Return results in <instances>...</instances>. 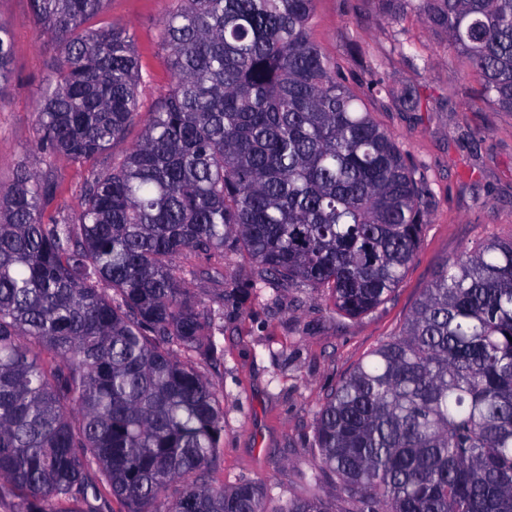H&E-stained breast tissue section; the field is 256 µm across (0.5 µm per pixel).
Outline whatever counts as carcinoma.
<instances>
[{"label":"carcinoma","mask_w":512,"mask_h":512,"mask_svg":"<svg viewBox=\"0 0 512 512\" xmlns=\"http://www.w3.org/2000/svg\"><path fill=\"white\" fill-rule=\"evenodd\" d=\"M58 58L36 102L35 155L93 170L76 217H47L23 166L0 187V497L15 512H268L264 486L205 479L224 409L191 354L223 355L177 259H249L257 282L328 292L365 314L400 283L428 212L425 175L309 35L316 0H174L173 77L142 112L135 36L94 24L106 0H29ZM416 15L512 112V0H377ZM0 21V90L14 79ZM371 94L417 112L413 84ZM146 117H141V114ZM325 495L280 512H512V238L447 261L397 334L316 417ZM181 484L179 495L166 497Z\"/></svg>","instance_id":"1"}]
</instances>
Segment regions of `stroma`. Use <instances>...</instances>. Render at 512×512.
I'll use <instances>...</instances> for the list:
<instances>
[{"instance_id": "1", "label": "stroma", "mask_w": 512, "mask_h": 512, "mask_svg": "<svg viewBox=\"0 0 512 512\" xmlns=\"http://www.w3.org/2000/svg\"><path fill=\"white\" fill-rule=\"evenodd\" d=\"M172 7V0H109L101 17L135 35L146 109L172 82L161 38ZM0 21L11 31L15 74L0 91V186H6L32 162L34 104L56 56L33 27L29 0H0ZM310 38L335 58L344 83L424 172L430 221L394 293L357 318L338 314L325 294L308 288L266 284L233 296L235 284L256 275L254 264L237 255H225L218 270L198 257L179 258L195 271L189 282L201 303L224 310L223 329L214 336L223 357L194 359L224 408V448L205 477L228 488L262 482L270 512L323 493L335 481L314 448L315 418L327 391L397 333L447 260L481 240L512 237V112L478 96L464 60L414 15L389 24L374 0H317ZM378 80L419 86L422 111L401 112L389 99L370 95ZM39 171L53 183L46 214L74 213L89 166L58 156Z\"/></svg>"}]
</instances>
